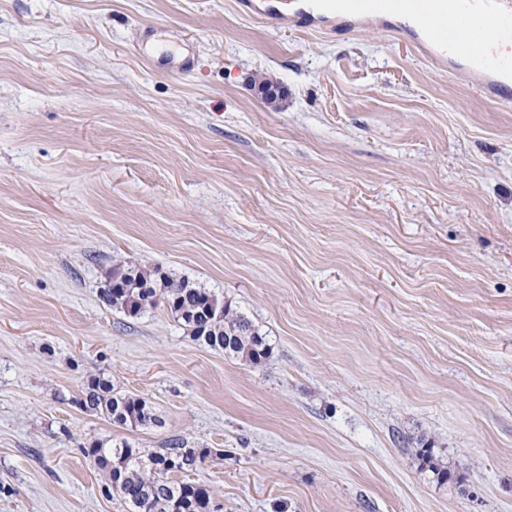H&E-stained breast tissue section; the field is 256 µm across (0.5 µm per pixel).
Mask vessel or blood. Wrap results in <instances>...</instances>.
Listing matches in <instances>:
<instances>
[{"label":"vessel or blood","instance_id":"1","mask_svg":"<svg viewBox=\"0 0 512 512\" xmlns=\"http://www.w3.org/2000/svg\"><path fill=\"white\" fill-rule=\"evenodd\" d=\"M414 21L410 40L453 56L470 49L466 67L482 78L490 102L512 99V0H390Z\"/></svg>","mask_w":512,"mask_h":512}]
</instances>
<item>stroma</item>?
<instances>
[{"label":"stroma","instance_id":"obj_1","mask_svg":"<svg viewBox=\"0 0 512 512\" xmlns=\"http://www.w3.org/2000/svg\"><path fill=\"white\" fill-rule=\"evenodd\" d=\"M130 260L268 356L106 306ZM94 376L160 425L75 405ZM174 437L211 512H512V101L379 15L0 0V512H127L85 448Z\"/></svg>","mask_w":512,"mask_h":512}]
</instances>
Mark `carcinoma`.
<instances>
[{"label": "carcinoma", "mask_w": 512, "mask_h": 512, "mask_svg": "<svg viewBox=\"0 0 512 512\" xmlns=\"http://www.w3.org/2000/svg\"><path fill=\"white\" fill-rule=\"evenodd\" d=\"M109 283L113 287L103 289L102 299L114 309L138 314L144 308L157 306L158 296L187 327L193 340L244 357L253 364L268 355L264 337L246 316L229 305H223L222 310L206 320L196 318L197 310L211 293L187 278L174 279L154 267L124 263L112 267ZM76 404L107 416L119 427L147 428L159 422L144 400L115 391L111 381L104 377L90 378L84 397L77 399ZM84 452L107 475H112L114 467L124 472L125 487L118 489L109 483L105 493L120 496L128 512H210V490L185 479H173V471L167 466L170 458L180 457V472L185 474L197 460L209 455L206 449L188 448L184 441L173 438L162 451L147 456L127 442L111 447L96 443Z\"/></svg>", "instance_id": "obj_1"}]
</instances>
